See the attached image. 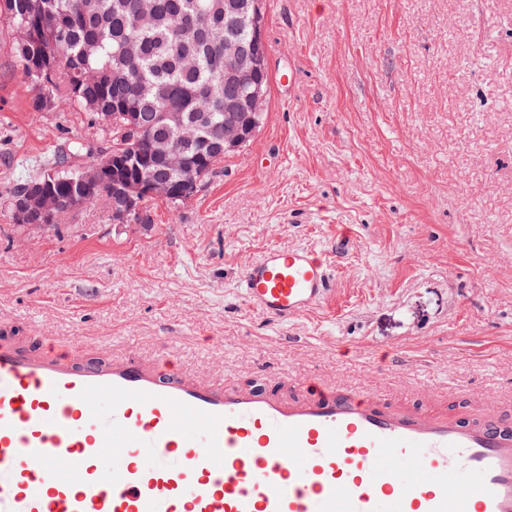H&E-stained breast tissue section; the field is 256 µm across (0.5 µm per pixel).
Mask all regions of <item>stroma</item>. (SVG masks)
<instances>
[{"mask_svg": "<svg viewBox=\"0 0 512 512\" xmlns=\"http://www.w3.org/2000/svg\"><path fill=\"white\" fill-rule=\"evenodd\" d=\"M270 83L252 139L183 202L123 229L105 200L20 229L10 192L80 137L32 107L0 19V336L170 355L249 389L280 375L451 414L512 412V0H264ZM271 246L325 253L334 287L284 323L239 274Z\"/></svg>", "mask_w": 512, "mask_h": 512, "instance_id": "35a3bbf8", "label": "stroma"}]
</instances>
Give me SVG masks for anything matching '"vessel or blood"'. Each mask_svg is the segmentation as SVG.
Wrapping results in <instances>:
<instances>
[{
	"mask_svg": "<svg viewBox=\"0 0 512 512\" xmlns=\"http://www.w3.org/2000/svg\"><path fill=\"white\" fill-rule=\"evenodd\" d=\"M330 277L319 252L272 246L243 267L242 299L286 321ZM0 512H512V416L320 377L225 388L161 358L0 338Z\"/></svg>",
	"mask_w": 512,
	"mask_h": 512,
	"instance_id": "obj_1",
	"label": "vessel or blood"
}]
</instances>
